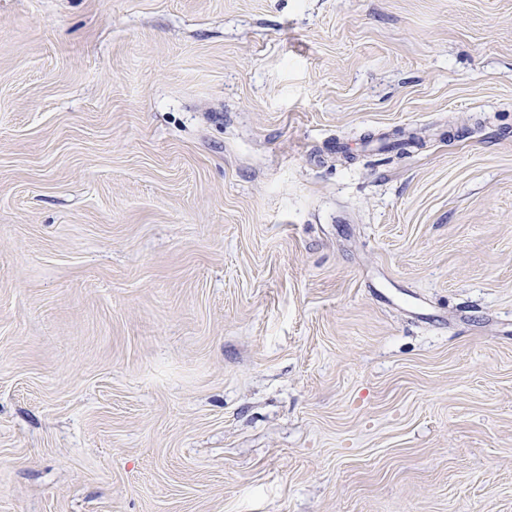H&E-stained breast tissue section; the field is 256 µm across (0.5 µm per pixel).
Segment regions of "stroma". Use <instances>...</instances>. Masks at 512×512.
I'll list each match as a JSON object with an SVG mask.
<instances>
[{"mask_svg": "<svg viewBox=\"0 0 512 512\" xmlns=\"http://www.w3.org/2000/svg\"><path fill=\"white\" fill-rule=\"evenodd\" d=\"M0 512H512V0H0Z\"/></svg>", "mask_w": 512, "mask_h": 512, "instance_id": "obj_1", "label": "stroma"}]
</instances>
